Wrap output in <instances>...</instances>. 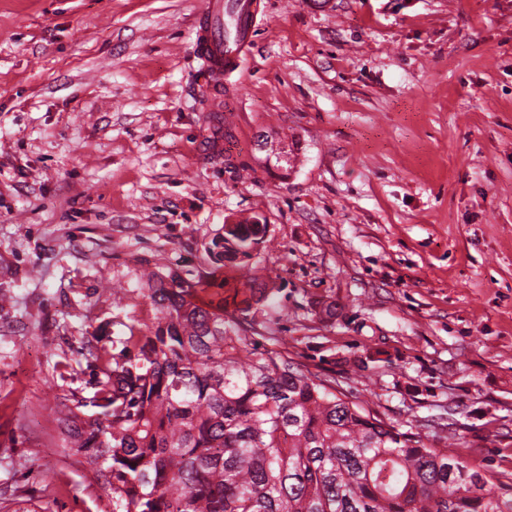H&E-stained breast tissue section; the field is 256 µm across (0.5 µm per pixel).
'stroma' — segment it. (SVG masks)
Listing matches in <instances>:
<instances>
[{
  "instance_id": "35a3bbf8",
  "label": "stroma",
  "mask_w": 512,
  "mask_h": 512,
  "mask_svg": "<svg viewBox=\"0 0 512 512\" xmlns=\"http://www.w3.org/2000/svg\"><path fill=\"white\" fill-rule=\"evenodd\" d=\"M201 5L0 0V512H112L58 423L80 349L152 324L142 270L208 271L244 215L289 360L512 481V0H259L219 154Z\"/></svg>"
}]
</instances>
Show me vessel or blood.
Masks as SVG:
<instances>
[{
  "label": "vessel or blood",
  "mask_w": 512,
  "mask_h": 512,
  "mask_svg": "<svg viewBox=\"0 0 512 512\" xmlns=\"http://www.w3.org/2000/svg\"><path fill=\"white\" fill-rule=\"evenodd\" d=\"M256 27L257 11L251 0H203L194 28L196 83L205 93V111H222L224 79L238 69ZM229 30L235 33V42L226 41Z\"/></svg>",
  "instance_id": "vessel-or-blood-1"
}]
</instances>
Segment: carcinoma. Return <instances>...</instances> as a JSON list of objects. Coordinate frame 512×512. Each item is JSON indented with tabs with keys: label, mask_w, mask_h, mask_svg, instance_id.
<instances>
[{
	"label": "carcinoma",
	"mask_w": 512,
	"mask_h": 512,
	"mask_svg": "<svg viewBox=\"0 0 512 512\" xmlns=\"http://www.w3.org/2000/svg\"><path fill=\"white\" fill-rule=\"evenodd\" d=\"M266 236L255 219L226 224L210 272L145 273L155 322L125 325L117 353L88 345L95 411L67 406L59 423L112 512L512 508L511 485L349 400L257 330L251 311L280 292L252 273Z\"/></svg>",
	"instance_id": "carcinoma-1"
}]
</instances>
